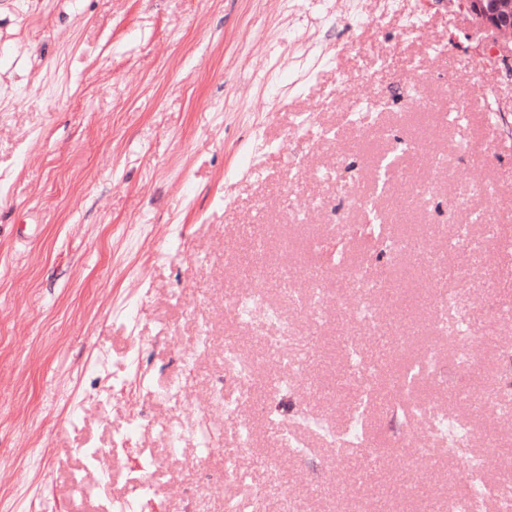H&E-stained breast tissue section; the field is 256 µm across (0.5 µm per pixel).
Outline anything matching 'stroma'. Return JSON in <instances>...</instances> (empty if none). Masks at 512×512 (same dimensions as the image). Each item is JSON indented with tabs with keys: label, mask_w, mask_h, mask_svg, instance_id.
<instances>
[{
	"label": "stroma",
	"mask_w": 512,
	"mask_h": 512,
	"mask_svg": "<svg viewBox=\"0 0 512 512\" xmlns=\"http://www.w3.org/2000/svg\"><path fill=\"white\" fill-rule=\"evenodd\" d=\"M410 175L376 194L377 160L398 141ZM372 197L417 251L377 260L355 249L376 321L336 306V269L315 249L361 223ZM512 46L473 24L462 0H0V496L13 512H113L157 462L142 512H224L252 485L279 481L302 512H448L465 457L408 447L389 424L388 373L371 405L369 445L337 457L358 397L344 334L362 357L398 328L437 349L448 385L420 400L468 419L470 452L512 492V419L471 414L492 384L489 337L512 342ZM464 279L482 372L437 339L438 267ZM324 288L316 325L288 300ZM278 304L294 335L315 330L298 389H279L263 329L235 297ZM260 367L240 451L218 402L226 339ZM205 354L181 395L163 398L185 355ZM140 436L116 440L131 417ZM203 417L220 454L197 462L200 435L173 456L161 427ZM314 455L295 456L284 434ZM86 448L101 449L94 461ZM276 458L269 474L260 458ZM433 470L432 481L419 475Z\"/></svg>",
	"instance_id": "35a3bbf8"
}]
</instances>
